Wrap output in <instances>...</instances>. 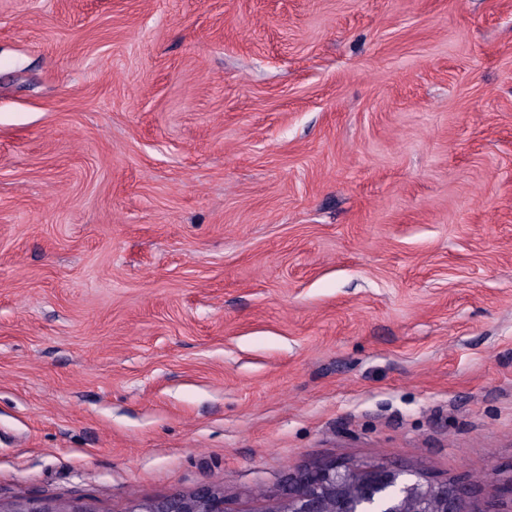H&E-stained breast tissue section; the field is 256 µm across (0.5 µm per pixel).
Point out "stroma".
<instances>
[{"instance_id":"obj_1","label":"stroma","mask_w":512,"mask_h":512,"mask_svg":"<svg viewBox=\"0 0 512 512\" xmlns=\"http://www.w3.org/2000/svg\"><path fill=\"white\" fill-rule=\"evenodd\" d=\"M512 470V0H0V501Z\"/></svg>"}]
</instances>
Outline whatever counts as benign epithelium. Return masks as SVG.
<instances>
[{
	"label": "benign epithelium",
	"mask_w": 512,
	"mask_h": 512,
	"mask_svg": "<svg viewBox=\"0 0 512 512\" xmlns=\"http://www.w3.org/2000/svg\"><path fill=\"white\" fill-rule=\"evenodd\" d=\"M0 512H97L83 502L19 499L0 502ZM127 512H228L224 492L206 487L189 494L140 502ZM264 512H512V477L486 499L482 484L432 480L418 470L377 462L351 466L325 460L290 474L282 493Z\"/></svg>",
	"instance_id": "benign-epithelium-1"
}]
</instances>
